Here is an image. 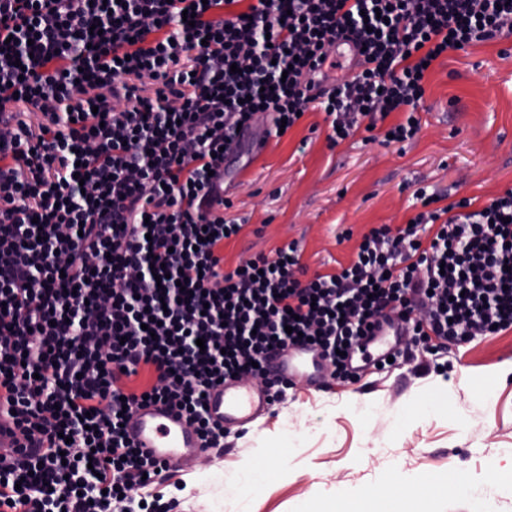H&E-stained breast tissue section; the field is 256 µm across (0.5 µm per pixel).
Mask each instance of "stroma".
<instances>
[{
    "instance_id": "35a3bbf8",
    "label": "stroma",
    "mask_w": 512,
    "mask_h": 512,
    "mask_svg": "<svg viewBox=\"0 0 512 512\" xmlns=\"http://www.w3.org/2000/svg\"><path fill=\"white\" fill-rule=\"evenodd\" d=\"M417 116L411 141L383 144L360 129L331 148L324 112L311 109L261 154L241 156L224 185L225 215L242 225L224 242L225 270L294 241L300 280L334 274L372 225L414 215L418 188L476 209L512 188V41L442 55ZM398 348L395 366L365 367L356 381L296 384L220 452L167 469L146 489L157 512H300L312 502L355 512L375 492L379 506L411 510L409 490L457 474L491 492L493 512H512V379L502 376L512 330L432 355L408 333ZM246 465L254 481L235 484Z\"/></svg>"
}]
</instances>
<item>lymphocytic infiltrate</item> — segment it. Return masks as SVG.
<instances>
[{
  "label": "lymphocytic infiltrate",
  "instance_id": "lymphocytic-infiltrate-1",
  "mask_svg": "<svg viewBox=\"0 0 512 512\" xmlns=\"http://www.w3.org/2000/svg\"><path fill=\"white\" fill-rule=\"evenodd\" d=\"M343 36L368 65L328 90ZM511 36L512 0H0V398L43 450L0 460V512H148L158 464L123 408L166 404L221 448L205 393L287 348L348 381L389 312L418 311L429 353L511 330L512 189L453 214L418 189L304 283L292 242L225 271L242 226L214 177L261 113L276 136L320 109L333 146L400 112L379 140H412L428 63Z\"/></svg>",
  "mask_w": 512,
  "mask_h": 512
}]
</instances>
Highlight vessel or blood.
Here are the masks:
<instances>
[{"label":"vessel or blood","mask_w":512,"mask_h":512,"mask_svg":"<svg viewBox=\"0 0 512 512\" xmlns=\"http://www.w3.org/2000/svg\"><path fill=\"white\" fill-rule=\"evenodd\" d=\"M338 60L336 71L340 80L354 77L364 63V57L356 44L348 39L340 40L334 51ZM308 356L297 352L275 358L273 368L288 380L306 377L315 382L325 371L314 366L311 372H304L303 366ZM269 408L267 397L256 389L240 386L227 381L212 388L207 396V413L212 421L233 429L243 427L266 412ZM14 419L0 408V456L36 458L41 451L37 448H19L12 435ZM128 438L134 446L153 460L159 462H181L200 453L202 442L194 427L179 417L174 411L160 403L135 406L125 425Z\"/></svg>","instance_id":"1"}]
</instances>
